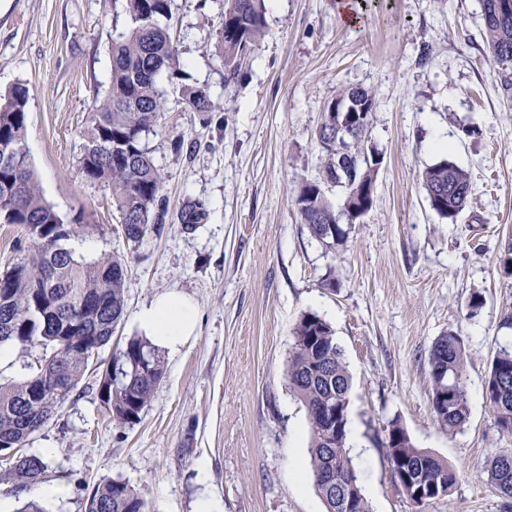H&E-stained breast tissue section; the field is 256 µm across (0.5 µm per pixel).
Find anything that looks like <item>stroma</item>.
I'll use <instances>...</instances> for the list:
<instances>
[{"instance_id":"obj_1","label":"stroma","mask_w":512,"mask_h":512,"mask_svg":"<svg viewBox=\"0 0 512 512\" xmlns=\"http://www.w3.org/2000/svg\"><path fill=\"white\" fill-rule=\"evenodd\" d=\"M224 3L173 0L181 70L160 74L166 111L143 138L167 215L132 251L111 188L79 165L94 98L110 84L112 36L128 24L124 0H0V93L29 89L26 150L39 190L75 221V254L128 261L125 315L100 358L140 336L138 314L167 294L199 313L195 336L163 351L164 377L134 426L112 423L89 366L23 447L47 462L42 480L15 489L0 464V512L30 499L46 512H85L105 478L128 482L147 512L205 502L216 512H325L307 412L287 375L306 311L332 326L352 376L348 443L372 512H512L484 474L512 448L484 390L491 360L512 343V277L499 266L512 237V107L482 41L481 0H353L352 24L336 0H268L264 34L231 83L218 49ZM186 85L206 90L211 111L185 108ZM354 86L375 97L367 145L383 162L372 209L331 249L294 198L319 176L326 105ZM444 158L471 178L453 221L420 186L421 171ZM195 201L209 215L188 229L179 214ZM451 330L468 353V419L454 433L433 420L429 375L430 348ZM393 420L459 471L451 496L418 505L402 492L382 446Z\"/></svg>"}]
</instances>
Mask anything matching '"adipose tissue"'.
I'll use <instances>...</instances> for the list:
<instances>
[{
	"instance_id": "ef3b65f1",
	"label": "adipose tissue",
	"mask_w": 512,
	"mask_h": 512,
	"mask_svg": "<svg viewBox=\"0 0 512 512\" xmlns=\"http://www.w3.org/2000/svg\"><path fill=\"white\" fill-rule=\"evenodd\" d=\"M139 322L159 345L174 350L193 336L197 326V309L187 300L171 294L143 310Z\"/></svg>"
}]
</instances>
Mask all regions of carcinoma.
<instances>
[{
	"label": "carcinoma",
	"instance_id": "1",
	"mask_svg": "<svg viewBox=\"0 0 512 512\" xmlns=\"http://www.w3.org/2000/svg\"><path fill=\"white\" fill-rule=\"evenodd\" d=\"M129 26L112 39V76L104 98L91 113L79 160L90 181L112 186L127 245L158 234L167 213L162 194L163 177L142 136L153 129L165 112L157 86L164 69L179 65L176 45L166 21L173 0H124ZM267 0H226L219 49L226 80L239 78L266 26ZM484 42L498 66L503 98L512 105V12L499 11L501 0H481ZM354 98L362 121L370 124L376 107L372 92L351 87L337 95ZM29 89L16 84L0 94V141L14 147L0 152V223L18 224L27 232L30 251L21 261L0 273V347L19 345L41 350L25 365L26 375L0 381V451L16 448L40 431L78 387L99 350L112 342L125 313L128 266L116 256L88 260L67 247L72 227L40 194L25 151ZM183 101L193 112L211 111L207 92L186 87ZM320 179L300 187L295 206L310 235L333 248L348 235L346 218L326 194L323 183L349 180L347 193L373 187L381 160L365 140L350 144L358 163L349 175L341 170L336 145L320 138ZM444 184L459 189L439 200L434 192ZM421 186L430 208L453 221L465 208L470 176L454 162L443 159L424 168ZM208 216L204 202L184 207L181 223L199 224ZM295 344L288 360V381L306 408L310 428V465L316 489L326 512H345L340 490L353 497L352 512H370L358 483L350 448L346 447L351 375L329 323L315 313H303L296 323ZM466 350L454 331L438 338L429 353L432 383L431 407L441 429L455 432L467 418L465 388ZM164 376V360L151 344L139 337L116 349L101 370L108 385V408L118 427H131ZM486 400L500 429L512 433V346L493 357L485 382ZM448 400H443V395ZM336 416L326 415L329 406ZM386 457L399 482L411 494L429 491L434 478L441 490L430 499L451 495L458 472L448 462L418 448L410 435L393 420L383 442ZM39 455L22 456L11 470L21 487H31L47 471ZM488 481L512 499V449L493 457L486 469ZM85 512H145V502L118 479L102 480L89 493Z\"/></svg>",
	"mask_w": 512,
	"mask_h": 512
}]
</instances>
